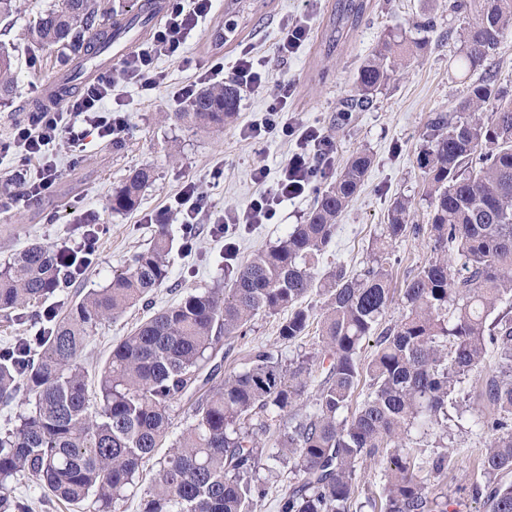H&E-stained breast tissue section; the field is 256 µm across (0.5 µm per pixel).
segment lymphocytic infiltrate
Segmentation results:
<instances>
[{
  "label": "lymphocytic infiltrate",
  "mask_w": 512,
  "mask_h": 512,
  "mask_svg": "<svg viewBox=\"0 0 512 512\" xmlns=\"http://www.w3.org/2000/svg\"><path fill=\"white\" fill-rule=\"evenodd\" d=\"M213 9V0H170L164 20L150 43L121 60L120 75L135 81L144 92L153 91L164 80L155 67L156 60L161 57L182 59L186 41ZM201 70V82L215 85L229 79L246 91L257 90L269 81L268 74L258 70L252 57L245 52L232 67H225L223 59L217 58L206 60ZM112 85L111 76L99 77L79 97L69 100L63 109L48 110L40 113L33 123L17 126L12 139L0 146L1 152L12 151L21 158L38 162L34 177L21 189V197L37 200L50 193L59 174L57 163L48 152L55 140L63 137L71 148H82L85 130L90 127L100 138L122 141L128 124L123 116L112 113L107 106L112 97ZM292 92L291 83L280 82L279 94L269 108L267 118L251 126L250 131L255 137L279 133L296 138L299 150L289 155L281 166L271 190L245 206L216 214L215 223L227 226L269 223L283 201L303 196L320 175L330 142L318 131L287 118L288 99Z\"/></svg>",
  "instance_id": "1"
}]
</instances>
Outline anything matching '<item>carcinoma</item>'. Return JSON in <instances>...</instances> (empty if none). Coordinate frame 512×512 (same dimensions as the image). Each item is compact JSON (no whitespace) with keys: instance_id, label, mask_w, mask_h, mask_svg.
<instances>
[{"instance_id":"carcinoma-1","label":"carcinoma","mask_w":512,"mask_h":512,"mask_svg":"<svg viewBox=\"0 0 512 512\" xmlns=\"http://www.w3.org/2000/svg\"><path fill=\"white\" fill-rule=\"evenodd\" d=\"M219 46L236 32L246 0H229ZM468 18L461 34L460 67L482 71L455 115L437 112L419 158L428 224L411 221V201L396 198L368 261L356 271L338 263L317 266L336 235V224L371 167L364 150L351 155L336 179L319 189L304 223L277 245L236 269L227 288L190 293L150 316L112 346L89 392L81 364L93 326L146 300L168 277L172 239L156 227L149 246L108 287L77 295L58 314L40 306L70 277L64 255L34 243L0 266V315L51 326L21 336L0 350V403L30 405L18 423L0 432V512H30L13 495L11 481H36L44 502L112 512L134 484L139 468L164 446L174 405L190 404L192 423L158 462L142 512H252L266 494L256 480L263 454L290 461L298 475L278 502V512H350L358 476L369 462L381 465L382 512H448V422L469 404L463 384L483 378L476 425L488 437L478 462L483 482L475 496L488 512H512V99L498 85L494 57L512 34V0H448ZM364 0H341L336 33L357 23ZM141 7L112 20L122 34L152 19ZM100 0H62L28 28L38 49L57 52L67 67L99 56L110 39ZM423 43L388 33L380 50L359 67L345 111L357 112L390 80L399 58ZM13 60L0 54V97L11 92ZM240 88L233 82L199 91L176 120L203 129L234 122ZM488 117H483V114ZM154 179L150 167L128 175L112 192L117 213L137 208ZM425 236L430 256L406 281L403 314L382 326L392 302L388 250ZM322 298L316 309L305 303ZM288 316L280 339L292 342L319 324V350L296 364L273 351H254L249 366L203 390L219 370L201 377L224 339L244 336L260 314ZM375 337L369 361L359 352ZM368 393L351 402L360 383ZM288 418V431L266 448L270 422Z\"/></svg>"}]
</instances>
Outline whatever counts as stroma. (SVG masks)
Segmentation results:
<instances>
[{"mask_svg": "<svg viewBox=\"0 0 512 512\" xmlns=\"http://www.w3.org/2000/svg\"><path fill=\"white\" fill-rule=\"evenodd\" d=\"M367 2L362 21L332 48L326 39L336 18L337 0H256L238 35L218 50L209 41L212 31L224 22V7L216 5L188 42V56L202 61L220 54L229 66L247 51L272 77L266 88L242 93L237 118L224 130H203L170 120V113L182 109L172 98L173 90L195 81L197 73L162 58L156 66L165 72L166 79L151 94H144L130 80L117 81L112 88L111 105L128 123L122 142L115 144L92 135L78 154L71 152L66 140L53 145L60 176L48 196L34 202L17 201L21 182L33 174L34 167L19 165L15 156L0 153V265L35 242L58 249L78 246L82 240L80 221L92 217L103 227L98 251L90 268L72 277L48 299V306L60 311L74 301L77 292L106 287L114 275L127 270L133 255L148 247L158 220H170L175 198L187 182L200 185L211 213L247 204L263 190L254 178L255 170L264 167L277 171L296 147L291 138L265 141L243 135L247 126L265 118L278 82L288 79L295 83V93L288 101L293 118L303 126L320 129L333 143L318 185L333 181L353 151L364 149L373 157L363 186L337 223L336 237L319 265L320 272L331 271L339 262L353 270L362 268L397 197L412 199L414 223H426L429 208L422 197L417 157L425 146L427 124L434 113H454L469 85L478 79L476 73L458 66L460 33L467 20L449 12L448 0ZM61 3L21 0L9 22H0V51L14 58L17 76L11 96L0 98V142L9 141L16 126L32 121L31 106L40 103L45 86L58 71L53 55L33 53L25 33L39 12ZM425 14L433 17V29L416 30V23ZM303 18L310 22L309 41L294 54L279 53L283 25ZM390 29L409 31L412 38L424 42V50L411 57L407 68L374 95L365 111L344 113L360 63L380 48L383 33ZM145 165L153 167L155 179L142 191L138 209L113 212L109 207L113 189L132 170ZM313 200V193H305L279 206L270 223L243 224L227 233L213 224H199L190 250L182 246L180 224L170 220L173 245L167 279L148 302L138 303L92 329V340L81 358L83 366L89 373L99 372L113 344L127 336L135 324L188 293L224 283L229 268L239 267L257 251L276 245L293 225L302 223ZM430 255L431 246L422 237L393 245L390 256L395 263L390 281L396 298L384 324L401 317L399 297L405 280ZM281 321L278 314L256 316L246 335L225 341L221 375L243 371L250 353L258 347L278 351L286 361L317 347L314 333L291 344L281 341ZM487 443L484 436L460 435V453L448 472V512H486L482 499L473 493V485L480 479L477 459Z\"/></svg>", "mask_w": 512, "mask_h": 512, "instance_id": "obj_1", "label": "stroma"}]
</instances>
